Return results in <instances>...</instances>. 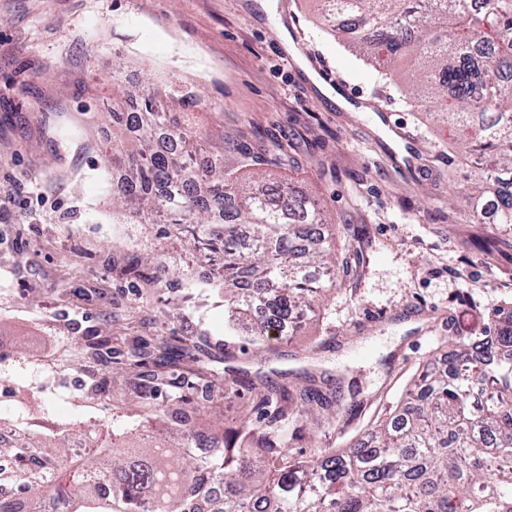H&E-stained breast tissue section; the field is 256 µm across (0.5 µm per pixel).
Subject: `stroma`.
Wrapping results in <instances>:
<instances>
[{
	"label": "stroma",
	"instance_id": "stroma-1",
	"mask_svg": "<svg viewBox=\"0 0 512 512\" xmlns=\"http://www.w3.org/2000/svg\"><path fill=\"white\" fill-rule=\"evenodd\" d=\"M320 0H0V416L19 427L95 428L104 445L137 440L158 404L182 409L169 435L220 437L256 419V393L206 382L230 372L296 389L308 376L359 386L332 429L291 424L294 448L348 445L395 408L455 335L479 336L512 309V232L470 224L471 167L450 152L455 128L407 99L410 73L387 78L325 32ZM390 104L402 140L371 111L342 105L331 81ZM196 91L194 119L253 155L279 153L336 230L354 270L283 340L254 349L224 333V292L208 266L197 286L131 278L128 247L161 243L155 224L112 221V113L128 89ZM143 339L138 365L88 367L83 337ZM193 342L177 366L161 343ZM172 383L143 392L156 375ZM95 379L99 398L77 396Z\"/></svg>",
	"mask_w": 512,
	"mask_h": 512
}]
</instances>
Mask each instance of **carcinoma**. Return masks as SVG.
Listing matches in <instances>:
<instances>
[{
    "label": "carcinoma",
    "mask_w": 512,
    "mask_h": 512,
    "mask_svg": "<svg viewBox=\"0 0 512 512\" xmlns=\"http://www.w3.org/2000/svg\"><path fill=\"white\" fill-rule=\"evenodd\" d=\"M323 24L385 76L407 62L414 99L436 105L457 127L460 151L475 165L472 208L512 226V0H323ZM137 104L129 137L112 140V218L117 224H165L193 243L197 260L218 261L224 279V335L255 344L293 332L292 316L336 286L335 242L317 200L302 184L261 174L239 152L224 164L229 139L212 142L177 120L155 93L127 92ZM209 153L207 165L194 163ZM99 361L109 341L83 338ZM234 385L256 389L244 374ZM337 391L311 383L294 392L265 387L258 424L237 432L218 456L186 434L179 446L161 434L120 444L106 462L71 470V448L47 430L21 431L0 454L13 458L12 480L27 512H512V320L483 336H458L444 369L429 363L410 401L346 448L315 460L289 450L286 425L314 415L334 425ZM51 449L52 476L30 456Z\"/></svg>",
    "instance_id": "cac0c4a2"
}]
</instances>
